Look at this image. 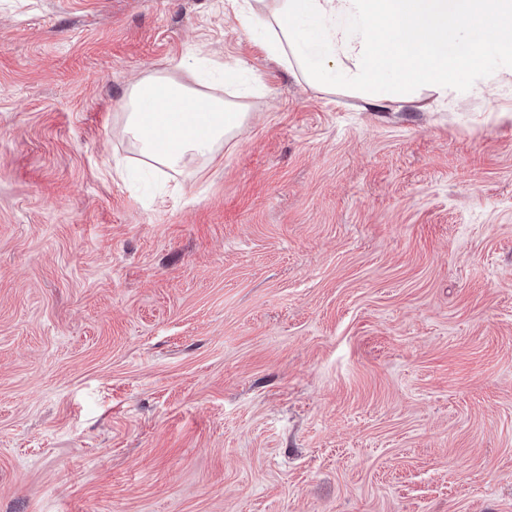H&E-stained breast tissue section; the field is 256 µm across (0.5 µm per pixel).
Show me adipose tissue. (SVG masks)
Here are the masks:
<instances>
[{
    "label": "adipose tissue",
    "mask_w": 512,
    "mask_h": 512,
    "mask_svg": "<svg viewBox=\"0 0 512 512\" xmlns=\"http://www.w3.org/2000/svg\"><path fill=\"white\" fill-rule=\"evenodd\" d=\"M245 31L309 86L336 85L366 106L421 96L437 110L472 92L512 98V0H233ZM122 133L145 163L175 170L244 125L223 97L161 72L125 97Z\"/></svg>",
    "instance_id": "obj_1"
}]
</instances>
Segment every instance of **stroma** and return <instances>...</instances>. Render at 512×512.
Here are the masks:
<instances>
[{
  "label": "stroma",
  "instance_id": "1",
  "mask_svg": "<svg viewBox=\"0 0 512 512\" xmlns=\"http://www.w3.org/2000/svg\"><path fill=\"white\" fill-rule=\"evenodd\" d=\"M261 43L227 0H0V512H512V112ZM193 58L246 125L142 186L127 87Z\"/></svg>",
  "mask_w": 512,
  "mask_h": 512
}]
</instances>
